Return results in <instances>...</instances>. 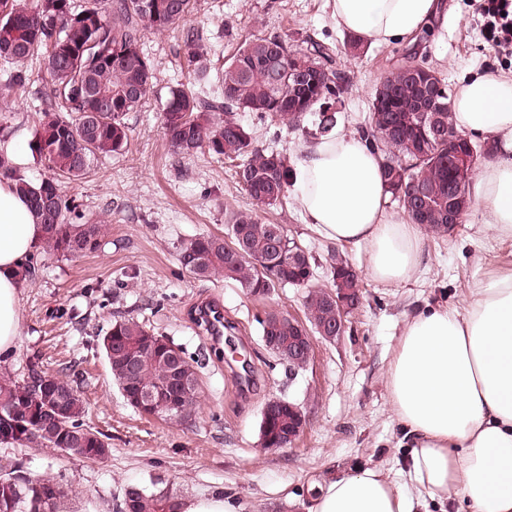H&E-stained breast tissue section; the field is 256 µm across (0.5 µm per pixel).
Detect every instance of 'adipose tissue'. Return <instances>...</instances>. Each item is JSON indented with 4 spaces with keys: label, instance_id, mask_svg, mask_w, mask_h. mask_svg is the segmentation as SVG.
Here are the masks:
<instances>
[{
    "label": "adipose tissue",
    "instance_id": "ef3b65f1",
    "mask_svg": "<svg viewBox=\"0 0 512 512\" xmlns=\"http://www.w3.org/2000/svg\"><path fill=\"white\" fill-rule=\"evenodd\" d=\"M439 0H332L340 30L372 45L432 29ZM456 127L489 138L494 162L476 169L471 198L484 227L512 238V71L467 77L452 103ZM295 200L326 238L367 248L366 269L397 286L424 257V230L389 214L380 159L359 133L335 129L304 146L293 168ZM45 231L13 181H0V356L21 332L20 268ZM392 410L410 438L415 495L364 467L317 486L308 512H417L466 502L471 512H512V274L471 290L463 306L427 307L405 323L388 373Z\"/></svg>",
    "mask_w": 512,
    "mask_h": 512
}]
</instances>
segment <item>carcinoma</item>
Segmentation results:
<instances>
[{
	"mask_svg": "<svg viewBox=\"0 0 512 512\" xmlns=\"http://www.w3.org/2000/svg\"><path fill=\"white\" fill-rule=\"evenodd\" d=\"M196 0H0V61L11 65L0 92V108L8 107L5 92L32 80L28 62L42 57L50 82L45 107L40 112L32 148L48 175L33 182L18 174L0 155V177L10 179L28 196L36 221L44 225L43 251L66 258L94 252L100 245L104 221L85 217L76 199L61 189V180H79L102 155L123 151L129 142L126 116L142 108L153 87L154 69L141 50L148 32H177L194 83H212L207 38L202 29L186 23ZM325 44L309 40L307 47L291 50L278 35L255 36L238 46L224 62L218 81L220 92L202 97L189 88L169 90L161 120L174 152L192 156L199 151L235 163L237 182L260 207L283 204L293 169L279 151L255 145L252 130L238 113L250 112L261 120L298 128L306 116L317 113L315 133L324 135L336 126V100L347 86L334 67ZM298 66L308 70L301 87L291 79ZM436 91L437 116L442 131L424 134L418 109L421 94L409 69ZM369 148L382 156L386 191L412 224L427 231L448 234V187L469 185L474 168L461 172L448 166V138L461 132L454 124L448 84L432 67L411 57L376 86L370 112L357 127ZM415 180L427 185L425 198L412 194ZM313 257L288 238L280 224L256 216L236 214L227 225V238L200 235L184 241L178 261L198 277L221 275L240 284L252 296L264 297L277 288H306L305 325L320 335H332L336 310L330 303L336 292V273L350 266L345 254L331 251V289H314ZM299 320L270 310L260 320L262 336L288 343L294 335L290 323ZM161 336L129 318L117 319L101 337L112 381L125 400L135 395L123 357L126 347H138ZM184 376L193 387L183 394L180 409L166 402L145 411L149 416L184 419L199 407V378L194 361L180 353ZM36 361L17 378L0 371V443L34 444L68 449L72 456L91 459L97 448H109L105 435L84 423L85 403L78 387L63 375H46L49 392L74 394L75 400L51 428L35 417L12 423L9 411L29 405L30 379ZM141 377L168 384L169 367L163 355H151ZM288 432V414L280 412L268 423L269 447L281 446ZM178 491L170 485L149 490L129 485L123 504L132 512H166ZM65 497L59 485L28 476L16 464L0 472V512H61Z\"/></svg>",
	"mask_w": 512,
	"mask_h": 512,
	"instance_id": "1",
	"label": "carcinoma"
}]
</instances>
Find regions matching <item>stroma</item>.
Instances as JSON below:
<instances>
[{
    "label": "stroma",
    "instance_id": "stroma-1",
    "mask_svg": "<svg viewBox=\"0 0 512 512\" xmlns=\"http://www.w3.org/2000/svg\"><path fill=\"white\" fill-rule=\"evenodd\" d=\"M444 22L418 55L439 72L449 88L485 69H512L480 31L474 0H441ZM203 28L215 67L242 41L276 33L301 49L306 39L331 47L349 89L338 124L356 129L371 96L403 50L402 45H363L351 51L347 34L331 18V0H197L189 16ZM142 52L154 67V87L139 111L129 113L127 150L95 160L90 174L64 185L89 218L105 220L94 253L66 259L39 254L35 277L21 294V334L1 368L23 374L30 359L50 373L76 380L86 406L87 425L110 438L101 461L70 456L32 444H0V467L21 464L32 477L63 486L70 512H118L125 486L165 479L184 495L224 489L239 512H307L314 480L349 474L374 465L396 475L404 465V431L394 416L387 377L405 321L419 310L462 306L470 288L512 272V239L485 231L483 209L472 205L462 224L446 236L426 234V270L397 287L365 274V250H343L362 271L364 297L348 316L343 334L315 337L307 367L292 370L266 350L259 321L277 309L304 316L305 289H276L253 298L223 277L198 278L181 269V243L202 234L225 235L233 214L245 212L282 225L313 256L317 285H329L330 240L308 224L295 201L259 208L234 178L232 167L208 152L175 154L161 126L169 86L188 83L183 48L175 33L146 34ZM45 81L15 88L0 112V140L32 139ZM260 146L288 158L308 141L291 130L244 113ZM219 304L234 324L223 343L197 328L204 304ZM118 317L137 320L167 337L199 363L200 406L181 423L142 415L113 384L100 339ZM272 399L297 404L306 426L294 444L260 445L263 407Z\"/></svg>",
    "mask_w": 512,
    "mask_h": 512
}]
</instances>
